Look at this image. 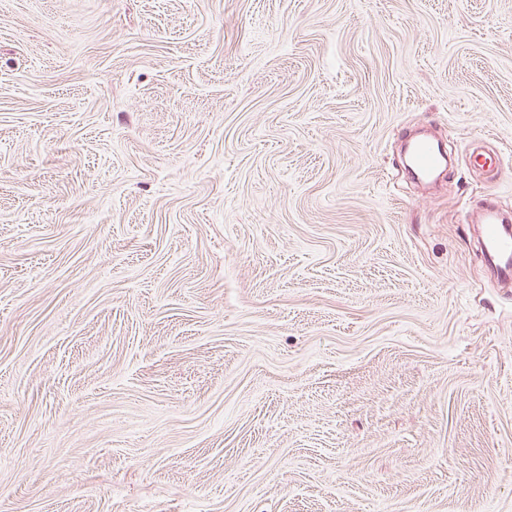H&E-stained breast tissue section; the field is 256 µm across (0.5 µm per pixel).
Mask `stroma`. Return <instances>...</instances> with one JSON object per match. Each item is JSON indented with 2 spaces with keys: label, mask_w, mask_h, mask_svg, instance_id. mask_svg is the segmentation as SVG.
<instances>
[{
  "label": "stroma",
  "mask_w": 512,
  "mask_h": 512,
  "mask_svg": "<svg viewBox=\"0 0 512 512\" xmlns=\"http://www.w3.org/2000/svg\"><path fill=\"white\" fill-rule=\"evenodd\" d=\"M489 201L512 0H0V512H512ZM409 165L414 176L420 181H427L442 162L440 147L428 139L414 141L408 150Z\"/></svg>",
  "instance_id": "stroma-1"
}]
</instances>
